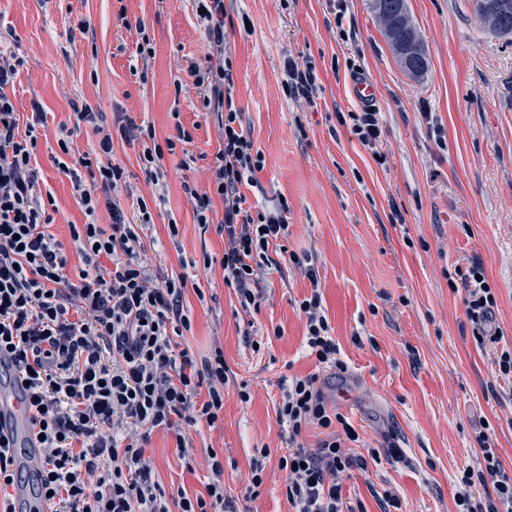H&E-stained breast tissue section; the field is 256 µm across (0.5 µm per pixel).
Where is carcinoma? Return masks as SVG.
<instances>
[{"label":"carcinoma","instance_id":"carcinoma-1","mask_svg":"<svg viewBox=\"0 0 512 512\" xmlns=\"http://www.w3.org/2000/svg\"><path fill=\"white\" fill-rule=\"evenodd\" d=\"M496 5L500 14L501 36L512 35V0H473L475 16H480L484 3ZM374 17L384 15L389 26L384 30L389 46L402 70L412 77L423 75L429 61L426 49L412 22L407 0H368Z\"/></svg>","mask_w":512,"mask_h":512}]
</instances>
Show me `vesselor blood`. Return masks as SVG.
Returning a JSON list of instances; mask_svg holds the SVG:
<instances>
[{
  "instance_id": "obj_1",
  "label": "vessel or blood",
  "mask_w": 512,
  "mask_h": 512,
  "mask_svg": "<svg viewBox=\"0 0 512 512\" xmlns=\"http://www.w3.org/2000/svg\"><path fill=\"white\" fill-rule=\"evenodd\" d=\"M0 422L10 438L12 447L21 449V465L30 470L38 468L36 438L30 423L25 386L17 380L0 381Z\"/></svg>"
}]
</instances>
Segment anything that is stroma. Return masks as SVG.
Here are the masks:
<instances>
[{
  "label": "stroma",
  "instance_id": "35a3bbf8",
  "mask_svg": "<svg viewBox=\"0 0 512 512\" xmlns=\"http://www.w3.org/2000/svg\"><path fill=\"white\" fill-rule=\"evenodd\" d=\"M429 66L413 78L396 62L367 7L346 0L343 25L331 0H224L227 48L233 58L234 101L242 125L265 155L248 203L288 201L285 248L312 258L308 276L270 246L273 263L261 283L258 311L243 312L224 285L216 229L224 204L214 201L213 224H196L181 189L180 155H165V200L140 167V143L116 142L112 157L126 170L121 203L127 214L146 201L153 222L143 241L154 270L180 272L181 260L211 256V269L191 272L185 298L191 329L182 341L196 354L224 341L230 380L216 426L187 430L197 462L187 468L172 434L152 433L146 453L166 490L204 491L205 451L223 455L224 493L237 512H289L283 474L286 452L276 415L284 378L318 373L331 406L356 430L358 454L387 439L402 460L387 458L351 469L342 495L358 512H382L385 492L398 512H456L454 484L475 466L477 435L489 429L505 469H512V378L498 375L491 352L475 343L461 279L471 263L484 267L496 295V324L512 345V38L480 25L472 0H408ZM143 20L155 51L147 80L134 68L141 33L117 24L118 11ZM12 30V49L25 60L4 92L19 120L40 103L39 194L57 207L49 230L64 245L68 269L80 265L70 227L84 223L69 176L53 162L60 124L74 126L73 155L95 147L92 125L76 124L75 106L91 105L111 126L121 115L152 124L157 141L175 124L191 131L190 173L208 191V158L220 138L187 68L204 62L205 31L193 0H0V31ZM307 58L322 91L314 103L286 98L284 64ZM371 81L383 120L385 164H378L339 114L358 110L353 76ZM402 220L392 223V212ZM177 222L170 235L169 222ZM319 290L345 372L317 368L304 348L305 320L296 301ZM247 384L249 402L238 397ZM264 457V483L250 496L247 479Z\"/></svg>",
  "mask_w": 512,
  "mask_h": 512
}]
</instances>
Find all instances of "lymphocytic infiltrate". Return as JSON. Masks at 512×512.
Instances as JSON below:
<instances>
[{
  "label": "lymphocytic infiltrate",
  "instance_id": "lymphocytic-infiltrate-1",
  "mask_svg": "<svg viewBox=\"0 0 512 512\" xmlns=\"http://www.w3.org/2000/svg\"><path fill=\"white\" fill-rule=\"evenodd\" d=\"M195 4L209 53L207 66L190 65L189 73L204 109L217 116L221 144L209 166L211 191L198 192L187 176L181 186L202 226L211 222L214 200H222L224 254L218 261L204 257L203 266L220 263L224 284L234 289L242 310L256 311L269 246L288 238V204L255 211L245 206L241 188L255 186L265 155L245 133L233 99L224 0ZM23 64L22 57L0 49V354L28 388L44 505L49 512H234L224 495V464L215 449L207 451L210 477L204 493L181 489L172 497L154 480L143 448L151 432L161 429L173 434L181 458L190 459L185 431L218 422L228 367L222 347L199 359L181 343L191 327L183 305L189 276H162L151 269L139 230L152 215L144 205L136 217L125 213L119 193L126 171L112 159L113 140H147L142 169L161 192L164 151L191 142L192 135L176 126L175 137L160 146L152 126L129 119L113 133L97 126L90 106L77 112V121L94 125L98 142L93 153L80 157L82 174L71 177L85 222L71 229L82 266L77 278H70L64 246L48 230L55 200L36 192L41 176L37 128L46 115L35 110L26 125H19L4 92ZM282 88L290 99L313 102L320 89L314 64L288 61ZM102 204L111 217L107 227L98 222ZM483 274L476 262L462 276L468 288L466 315L477 345L492 351L502 376H512V347L501 342L496 297ZM298 310L306 319L308 354L319 366L343 370L320 292L312 291ZM277 418L288 433L279 467L287 473L291 512H354L342 496L343 475L383 455L402 457L392 443L366 458L350 455L345 446L358 442L359 435L329 407L314 374L283 383ZM312 426L326 433L313 449L303 443ZM477 440L484 467L463 470L454 495L456 512H512V473L502 466L488 434L479 433ZM485 480L496 496L488 504L472 492L475 482Z\"/></svg>",
  "mask_w": 512,
  "mask_h": 512
}]
</instances>
